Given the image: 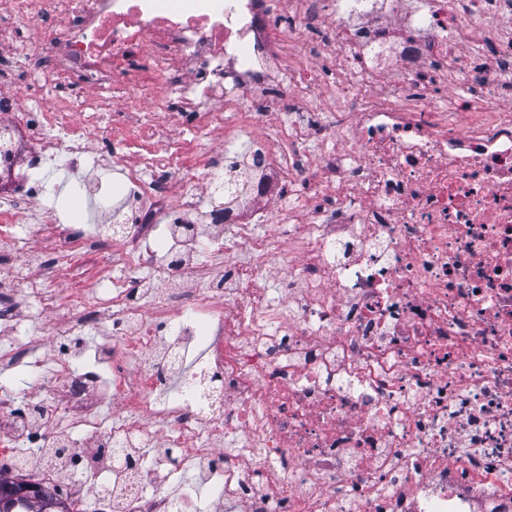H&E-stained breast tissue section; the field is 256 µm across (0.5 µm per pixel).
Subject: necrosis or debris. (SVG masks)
I'll return each instance as SVG.
<instances>
[{
  "label": "necrosis or debris",
  "mask_w": 512,
  "mask_h": 512,
  "mask_svg": "<svg viewBox=\"0 0 512 512\" xmlns=\"http://www.w3.org/2000/svg\"><path fill=\"white\" fill-rule=\"evenodd\" d=\"M456 3L318 0L286 32L277 0H0V52L19 60L0 91V172L23 180L0 210V258L57 282L88 252L114 270L101 296L19 273L6 287L64 316L45 398L0 395L14 474L82 470L72 498L108 512H198L215 485L224 512H512V111L492 93L512 81V0H472L452 25ZM21 19L36 24L27 48L11 39ZM308 26L324 39L300 67ZM476 35L489 44L478 60ZM35 69L105 90L120 119L101 136V99L30 105L19 88ZM176 110L195 139L162 137ZM270 112L287 123L237 154L244 184L222 191L208 136ZM92 165L123 193L90 182ZM54 167L100 216L85 229L43 210L54 245L40 254L27 205ZM206 255L223 270L180 293ZM275 265L288 270L281 300L262 284ZM106 311L112 340L94 359L112 370L118 422L81 364V329ZM33 419L94 436L109 472L78 439L30 432ZM160 469L193 473L195 493L151 487Z\"/></svg>",
  "instance_id": "1"
}]
</instances>
